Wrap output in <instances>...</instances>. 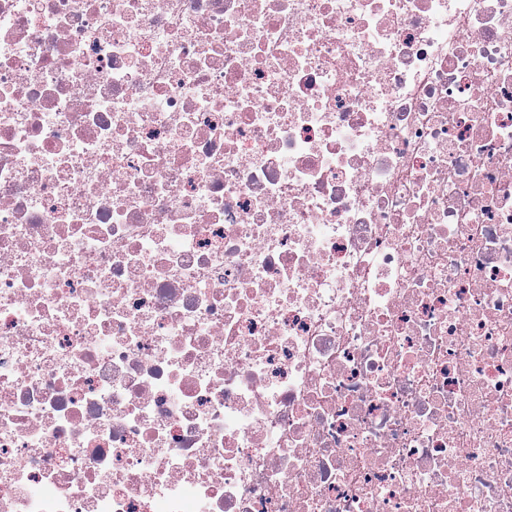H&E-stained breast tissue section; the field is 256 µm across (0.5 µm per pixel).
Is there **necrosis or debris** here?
Wrapping results in <instances>:
<instances>
[{"label":"necrosis or debris","instance_id":"1","mask_svg":"<svg viewBox=\"0 0 512 512\" xmlns=\"http://www.w3.org/2000/svg\"><path fill=\"white\" fill-rule=\"evenodd\" d=\"M0 512H512V0H0Z\"/></svg>","mask_w":512,"mask_h":512}]
</instances>
